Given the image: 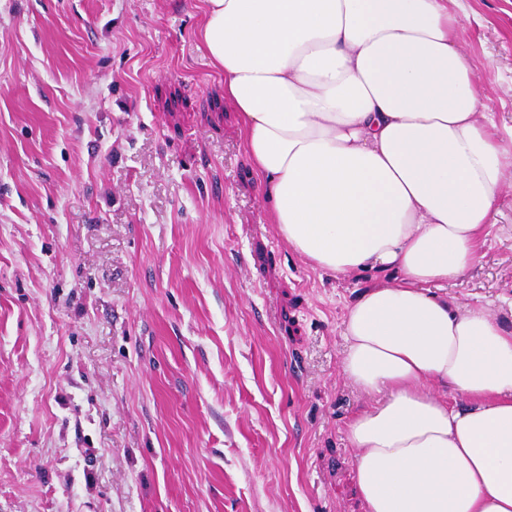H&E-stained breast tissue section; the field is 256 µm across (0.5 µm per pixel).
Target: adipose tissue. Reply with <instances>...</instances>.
I'll list each match as a JSON object with an SVG mask.
<instances>
[{"label":"adipose tissue","instance_id":"ef3b65f1","mask_svg":"<svg viewBox=\"0 0 512 512\" xmlns=\"http://www.w3.org/2000/svg\"><path fill=\"white\" fill-rule=\"evenodd\" d=\"M271 223L341 280L365 512H512V328L449 299L512 184L458 0H204ZM457 403H449V396Z\"/></svg>","mask_w":512,"mask_h":512}]
</instances>
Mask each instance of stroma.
Listing matches in <instances>:
<instances>
[{
	"mask_svg": "<svg viewBox=\"0 0 512 512\" xmlns=\"http://www.w3.org/2000/svg\"><path fill=\"white\" fill-rule=\"evenodd\" d=\"M204 0H0V512H363L336 281L270 224ZM512 127V0H460ZM461 301L512 324V190Z\"/></svg>",
	"mask_w": 512,
	"mask_h": 512,
	"instance_id": "obj_1",
	"label": "stroma"
}]
</instances>
